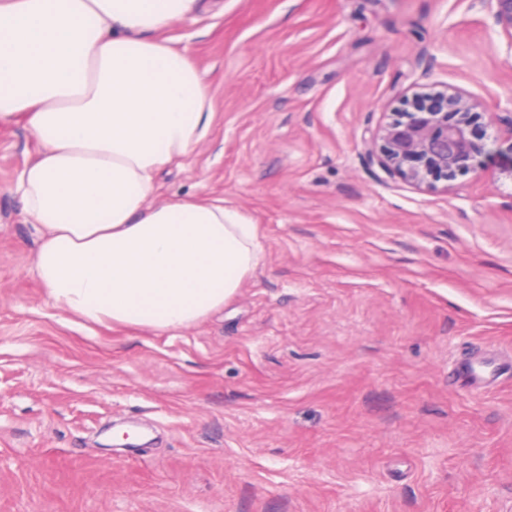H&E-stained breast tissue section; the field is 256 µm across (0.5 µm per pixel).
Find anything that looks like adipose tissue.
I'll return each mask as SVG.
<instances>
[{
  "label": "adipose tissue",
  "mask_w": 512,
  "mask_h": 512,
  "mask_svg": "<svg viewBox=\"0 0 512 512\" xmlns=\"http://www.w3.org/2000/svg\"><path fill=\"white\" fill-rule=\"evenodd\" d=\"M200 0H0V124L39 146L16 188L37 224L48 296L89 323L183 329L263 258L224 200L154 201L158 173L205 138L212 105L187 51L158 32Z\"/></svg>",
  "instance_id": "ef3b65f1"
}]
</instances>
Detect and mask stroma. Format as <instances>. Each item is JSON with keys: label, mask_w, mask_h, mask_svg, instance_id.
<instances>
[{"label": "stroma", "mask_w": 512, "mask_h": 512, "mask_svg": "<svg viewBox=\"0 0 512 512\" xmlns=\"http://www.w3.org/2000/svg\"><path fill=\"white\" fill-rule=\"evenodd\" d=\"M494 0H205L160 39L212 103L156 200L224 199L260 266L178 331L86 325L34 271L0 125V512H512V52ZM476 103L474 171L388 177L406 97ZM506 370L475 390L464 365ZM137 431L119 447V428Z\"/></svg>", "instance_id": "1"}]
</instances>
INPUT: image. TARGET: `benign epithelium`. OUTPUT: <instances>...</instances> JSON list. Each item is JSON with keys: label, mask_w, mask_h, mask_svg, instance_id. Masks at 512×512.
Returning <instances> with one entry per match:
<instances>
[{"label": "benign epithelium", "mask_w": 512, "mask_h": 512, "mask_svg": "<svg viewBox=\"0 0 512 512\" xmlns=\"http://www.w3.org/2000/svg\"><path fill=\"white\" fill-rule=\"evenodd\" d=\"M496 22L512 52V0H496ZM480 113L459 95L446 91L415 94L405 100L399 118L373 135L380 142L370 153L389 177L415 184L448 180L474 169L483 152Z\"/></svg>", "instance_id": "7a95c632"}]
</instances>
